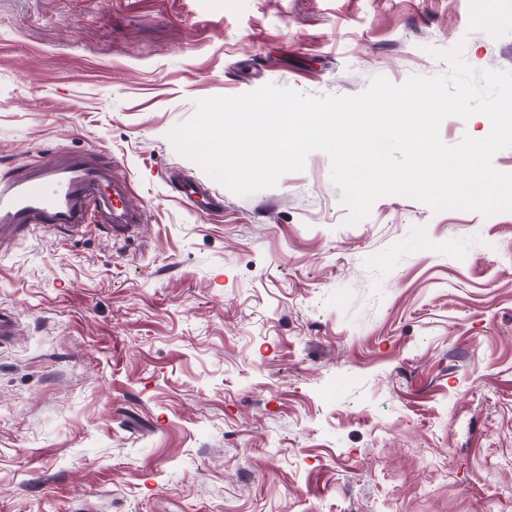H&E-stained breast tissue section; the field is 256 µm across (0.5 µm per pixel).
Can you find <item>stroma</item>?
<instances>
[{
	"instance_id": "stroma-1",
	"label": "stroma",
	"mask_w": 512,
	"mask_h": 512,
	"mask_svg": "<svg viewBox=\"0 0 512 512\" xmlns=\"http://www.w3.org/2000/svg\"><path fill=\"white\" fill-rule=\"evenodd\" d=\"M457 45L512 71V0H0V174L93 153L146 210L0 243V512H506L512 212L348 226L325 152L243 197L168 138L203 98L353 96ZM167 181L184 194L198 212H212L223 207L222 200L198 181L182 178L179 174L171 175Z\"/></svg>"
}]
</instances>
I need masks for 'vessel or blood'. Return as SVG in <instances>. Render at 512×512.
<instances>
[{
  "mask_svg": "<svg viewBox=\"0 0 512 512\" xmlns=\"http://www.w3.org/2000/svg\"><path fill=\"white\" fill-rule=\"evenodd\" d=\"M168 182L200 212L222 208L223 202L195 180L174 174ZM130 183L116 166L89 154L53 157L30 166L20 177H0V232L14 238L35 225L67 232L88 227L90 220L125 237L142 224L141 209L128 205Z\"/></svg>",
  "mask_w": 512,
  "mask_h": 512,
  "instance_id": "obj_1",
  "label": "vessel or blood"
}]
</instances>
